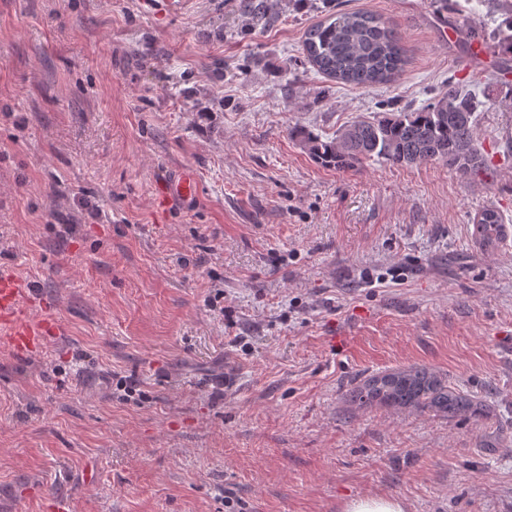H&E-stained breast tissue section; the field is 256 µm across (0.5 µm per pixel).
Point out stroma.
<instances>
[{"label":"stroma","mask_w":512,"mask_h":512,"mask_svg":"<svg viewBox=\"0 0 512 512\" xmlns=\"http://www.w3.org/2000/svg\"><path fill=\"white\" fill-rule=\"evenodd\" d=\"M0 0V277L57 330L0 338V512H512V85L465 44L512 0ZM383 17L407 62L353 86L304 64L329 10ZM447 19L452 41L438 35ZM458 84L485 159L318 164L325 137ZM192 172L198 199L165 201ZM426 366L487 416L357 405ZM134 395H127V388ZM242 10L250 21L251 28L266 25L271 20V9L267 0H241ZM505 226L495 208H484L476 220L477 241L482 247H495L507 236ZM344 512H404V504L392 497L362 496L349 500Z\"/></svg>","instance_id":"stroma-1"}]
</instances>
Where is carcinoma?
<instances>
[{"label": "carcinoma", "mask_w": 512, "mask_h": 512, "mask_svg": "<svg viewBox=\"0 0 512 512\" xmlns=\"http://www.w3.org/2000/svg\"><path fill=\"white\" fill-rule=\"evenodd\" d=\"M243 13L256 28L271 20L267 0H241ZM495 37L468 29L469 43L483 42L501 55V70H509L512 54V17ZM304 61L327 78L356 86L390 79L406 64L405 51L393 29L378 15L342 12L311 26L303 39ZM482 102L455 84L448 92L415 112L384 113L357 120L335 137L322 140L297 130L303 146L323 166L354 168L373 158L396 165L442 162L466 177L484 164L476 144L475 112ZM477 241L485 248L498 245L507 233L500 213L483 209L476 220ZM351 398L360 402L380 400L395 407H422L444 415L483 411L469 394L448 387L425 368L398 370L374 376L357 386Z\"/></svg>", "instance_id": "obj_1"}]
</instances>
